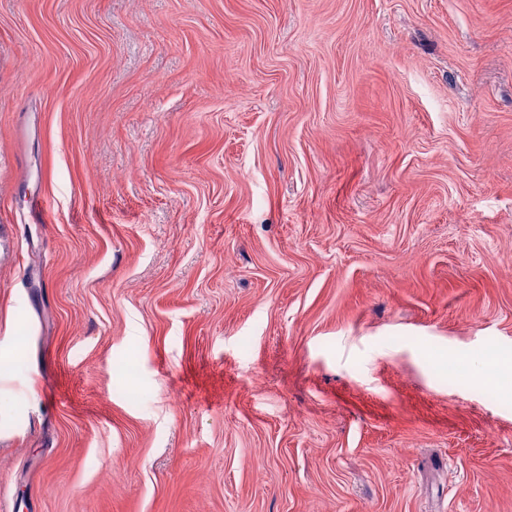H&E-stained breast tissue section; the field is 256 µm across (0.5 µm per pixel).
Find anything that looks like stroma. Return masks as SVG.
Segmentation results:
<instances>
[{"instance_id":"obj_1","label":"stroma","mask_w":512,"mask_h":512,"mask_svg":"<svg viewBox=\"0 0 512 512\" xmlns=\"http://www.w3.org/2000/svg\"><path fill=\"white\" fill-rule=\"evenodd\" d=\"M490 350L512 0H0L1 500L512 512Z\"/></svg>"}]
</instances>
